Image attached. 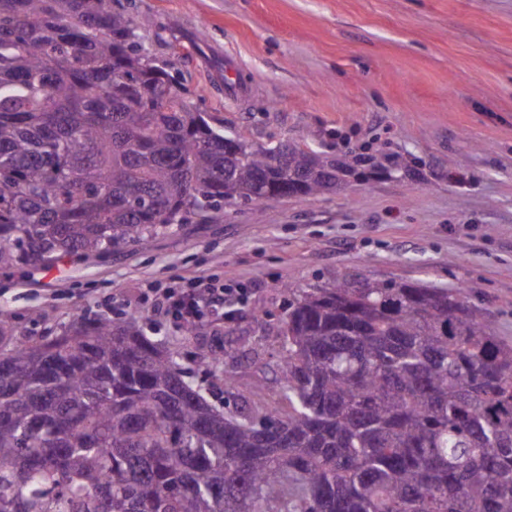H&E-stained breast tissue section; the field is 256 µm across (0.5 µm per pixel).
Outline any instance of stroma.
I'll use <instances>...</instances> for the list:
<instances>
[{"label": "stroma", "mask_w": 512, "mask_h": 512, "mask_svg": "<svg viewBox=\"0 0 512 512\" xmlns=\"http://www.w3.org/2000/svg\"><path fill=\"white\" fill-rule=\"evenodd\" d=\"M215 128L262 146L369 147L410 170L317 198L239 201L105 259L0 270L9 335L135 311L216 408L277 385L268 323L279 286L348 273L468 285L512 343V0H112ZM465 157L462 168L451 160ZM201 278L241 288L225 314L180 326L146 301ZM207 361H200V353ZM232 375L233 387L224 384Z\"/></svg>", "instance_id": "1"}]
</instances>
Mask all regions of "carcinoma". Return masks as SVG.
Wrapping results in <instances>:
<instances>
[{
    "label": "carcinoma",
    "mask_w": 512,
    "mask_h": 512,
    "mask_svg": "<svg viewBox=\"0 0 512 512\" xmlns=\"http://www.w3.org/2000/svg\"><path fill=\"white\" fill-rule=\"evenodd\" d=\"M137 31L110 0H0L1 270L401 169L215 129ZM283 290L270 438L211 406L137 312L4 337L0 512H512V344L471 290Z\"/></svg>",
    "instance_id": "carcinoma-1"
}]
</instances>
